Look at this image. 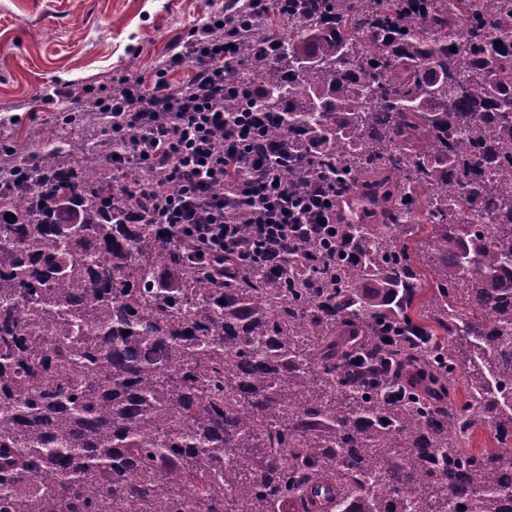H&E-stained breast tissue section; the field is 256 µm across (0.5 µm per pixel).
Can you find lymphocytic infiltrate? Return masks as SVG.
Returning <instances> with one entry per match:
<instances>
[{
    "label": "lymphocytic infiltrate",
    "mask_w": 512,
    "mask_h": 512,
    "mask_svg": "<svg viewBox=\"0 0 512 512\" xmlns=\"http://www.w3.org/2000/svg\"><path fill=\"white\" fill-rule=\"evenodd\" d=\"M221 21L191 27L172 52L171 69L192 62L189 79L181 85L157 75L154 84L144 77L124 75L100 98L102 108L118 120L113 137L126 143L113 156L116 166L146 164L174 169L183 191L171 195L165 185L143 187L159 203L162 223L188 235L200 259L219 260L223 275L228 260L259 262L273 274L283 272L288 248L295 241L336 237V192L319 180L293 186L278 175L291 163L288 145L266 139L270 115L247 107L233 124L224 122V98L238 88L233 62L239 56L244 14L258 17L270 0H242ZM223 132L224 147L213 137ZM224 186L214 195L213 184ZM247 211L250 237H242L233 220Z\"/></svg>",
    "instance_id": "1"
}]
</instances>
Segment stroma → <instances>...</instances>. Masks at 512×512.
Wrapping results in <instances>:
<instances>
[{"label":"stroma","mask_w":512,"mask_h":512,"mask_svg":"<svg viewBox=\"0 0 512 512\" xmlns=\"http://www.w3.org/2000/svg\"><path fill=\"white\" fill-rule=\"evenodd\" d=\"M211 12L210 0H0V145L47 158L82 119L74 100L154 78L170 41ZM52 83L68 93L49 104Z\"/></svg>","instance_id":"stroma-1"}]
</instances>
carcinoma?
<instances>
[{"instance_id":"carcinoma-1","label":"carcinoma","mask_w":512,"mask_h":512,"mask_svg":"<svg viewBox=\"0 0 512 512\" xmlns=\"http://www.w3.org/2000/svg\"><path fill=\"white\" fill-rule=\"evenodd\" d=\"M241 78L282 179L374 222L221 285L130 193L179 183L98 150L112 128L78 168L4 148L0 512H502L512 0H272ZM480 426L500 447L463 448Z\"/></svg>"}]
</instances>
